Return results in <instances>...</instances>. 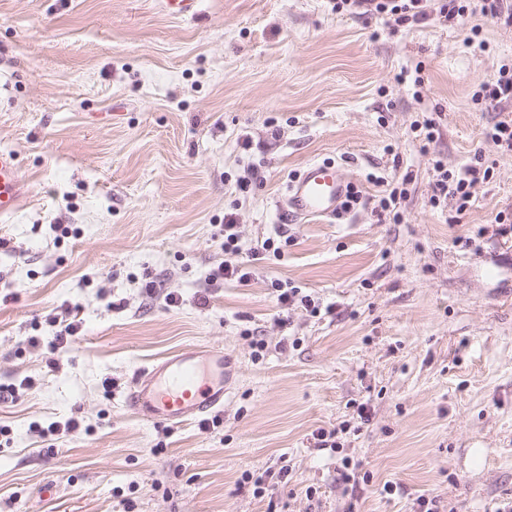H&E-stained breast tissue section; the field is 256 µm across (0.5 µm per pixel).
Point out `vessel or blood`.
I'll use <instances>...</instances> for the list:
<instances>
[{
    "label": "vessel or blood",
    "instance_id": "vessel-or-blood-1",
    "mask_svg": "<svg viewBox=\"0 0 512 512\" xmlns=\"http://www.w3.org/2000/svg\"><path fill=\"white\" fill-rule=\"evenodd\" d=\"M349 186L341 166L312 161L288 183L278 209L291 220L332 217L340 211ZM23 197L17 156L0 150V216L20 211ZM233 377L224 351L188 346L140 371L132 382L129 403L145 420L186 424L223 408Z\"/></svg>",
    "mask_w": 512,
    "mask_h": 512
}]
</instances>
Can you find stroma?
I'll list each match as a JSON object with an SVG mask.
<instances>
[{"label": "stroma", "mask_w": 512, "mask_h": 512, "mask_svg": "<svg viewBox=\"0 0 512 512\" xmlns=\"http://www.w3.org/2000/svg\"><path fill=\"white\" fill-rule=\"evenodd\" d=\"M335 3L198 0L177 20L160 0H0V149L30 190L0 220V512L512 501V152L485 137L512 105L473 100L512 63V28L473 15L469 45L432 8L395 22ZM425 116L440 136L424 151L412 125ZM477 153L493 174L469 208L431 207L433 158L455 171ZM316 160L344 166L359 204L283 223L278 199ZM371 173L406 181L400 220L379 211ZM228 215L243 249L289 244L248 285L215 288ZM273 279L319 315L279 325ZM67 310L78 334L52 349ZM188 345L237 366L207 432L126 402L139 368ZM71 418L80 430L41 438ZM321 428L339 450L316 447Z\"/></svg>", "instance_id": "obj_1"}]
</instances>
